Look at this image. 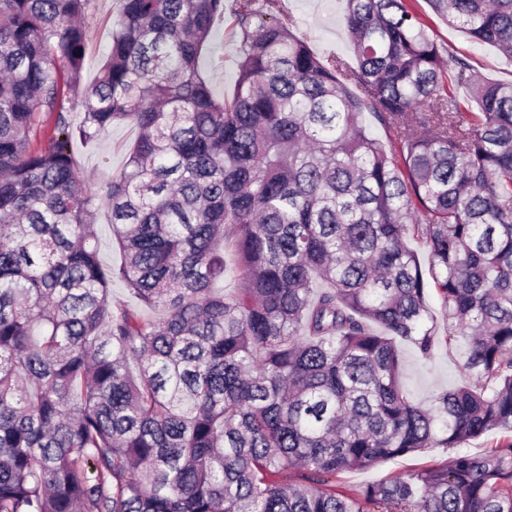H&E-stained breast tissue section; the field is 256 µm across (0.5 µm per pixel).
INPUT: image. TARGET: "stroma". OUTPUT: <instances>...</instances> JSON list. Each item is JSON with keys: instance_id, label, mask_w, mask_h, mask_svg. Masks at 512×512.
<instances>
[{"instance_id": "1", "label": "stroma", "mask_w": 512, "mask_h": 512, "mask_svg": "<svg viewBox=\"0 0 512 512\" xmlns=\"http://www.w3.org/2000/svg\"><path fill=\"white\" fill-rule=\"evenodd\" d=\"M409 3L428 23L444 58H466L476 71L488 79L512 82V62L507 61L497 49L475 43L463 32L449 27L432 12L426 0H409ZM280 8L281 19L294 20L299 32L318 55L339 54L353 59L344 23V0H281ZM116 16V0H91L83 19L86 31L85 81H94L99 73ZM237 55L238 42L231 25L218 27L202 61L216 96L232 95L237 77ZM136 137L135 126L120 123L112 125L96 141L74 143L75 159L90 191L100 192L106 182L122 170L128 148ZM428 308L439 338L433 357L423 358L409 345L401 348L404 388L413 400L426 405L438 393L469 380L455 350L444 344L448 325L443 319L437 297H430ZM453 454L450 448H428L422 453L387 460L368 469L343 472L337 475L335 484L345 490L355 489L386 477L406 475L426 465L444 463Z\"/></svg>"}]
</instances>
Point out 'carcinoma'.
Segmentation results:
<instances>
[{
	"label": "carcinoma",
	"instance_id": "1",
	"mask_svg": "<svg viewBox=\"0 0 512 512\" xmlns=\"http://www.w3.org/2000/svg\"><path fill=\"white\" fill-rule=\"evenodd\" d=\"M89 2L0 0V512H512V82L448 73L408 0H344L354 67L278 0H116L87 83ZM427 2L512 59V0ZM227 10L221 99L200 59ZM121 122L126 163L89 194L72 146ZM432 293L472 379L426 407L400 344L434 355ZM98 236H99V250L100 257L104 264H117L120 261L118 251L112 247L111 230H110V215L102 208L98 214ZM499 438V434L488 433L462 448H427L422 453L387 460L372 468L343 472L334 481L336 486L342 487L341 490L356 489L382 478L405 476L421 466L444 463L459 450L482 453L485 449L494 447Z\"/></svg>",
	"mask_w": 512,
	"mask_h": 512
}]
</instances>
